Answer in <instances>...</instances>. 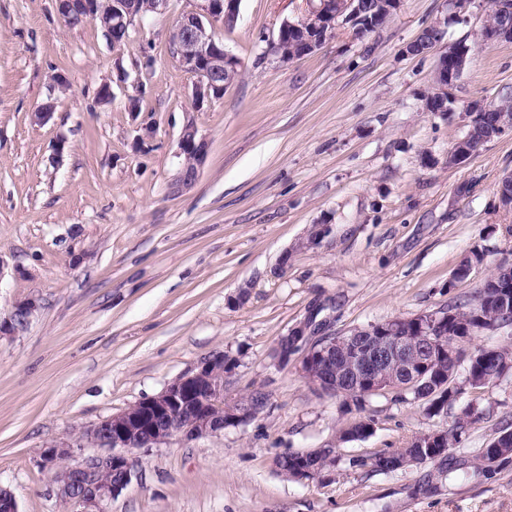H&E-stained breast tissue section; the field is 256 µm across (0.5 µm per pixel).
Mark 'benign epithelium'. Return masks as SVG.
I'll return each instance as SVG.
<instances>
[{"mask_svg":"<svg viewBox=\"0 0 512 512\" xmlns=\"http://www.w3.org/2000/svg\"><path fill=\"white\" fill-rule=\"evenodd\" d=\"M386 12L377 11V6L368 0H309L310 9L306 17L298 20L286 19L281 29L290 30L299 37L300 55L306 56L318 49L326 33L338 24H351L358 28H377L399 7L401 0H390ZM60 5L67 15L83 21H100L105 31L115 30L129 35L134 24L142 20L137 12L136 0H117L112 11L97 13L92 0H62ZM239 15V0H195L194 8L183 13L170 37L173 57L178 66L192 78V108L200 110L224 98L227 84L218 79L222 72L237 69L238 58L224 49L212 32V23L220 20L224 27L235 26ZM445 30L437 22L427 27L407 47L410 54L423 53L443 43ZM482 39L485 41H512V11L504 9L498 13L497 22L486 25ZM468 64V48L451 45L444 49L438 59L435 81L438 96L453 84ZM469 118L467 133L454 143L450 155L453 163L460 164L470 158L483 144L512 129V112H497L487 104L471 102L466 106ZM489 125L490 135L477 142L473 139L474 127ZM178 157L193 156V171H186L185 164L179 169L169 185L170 192L179 195L191 188L198 179L208 151L207 140L199 135L192 120L183 125L178 142ZM499 201L512 210V172L504 175L498 185ZM498 317L488 319L478 312L476 326L471 333L481 335L494 332L512 324V301L507 293L498 295ZM34 308L32 303L15 307L8 321L0 323V335L11 336L18 331L17 322H26ZM451 313L447 309L422 312L410 317L412 328H407L399 319L372 324L362 330L369 336L368 348L360 353L354 348L352 373L337 378L328 372L336 351V337L323 335L313 338L308 324L303 322L281 337L272 352V360L278 367L288 365L292 355L306 346L300 369L304 378L315 388L329 393H339L346 399L367 396L391 387L385 368L396 364L402 370L400 380L409 386H418L422 379L419 371L427 367L442 353L440 337L448 336V349L461 345V339L450 328ZM319 365L318 374H309V368ZM212 360L200 362L194 369L184 373L154 397L141 401L140 412L127 415L123 412L101 420L84 430L81 440L89 441L108 453L82 461L73 459V445L57 442L44 451L43 467L52 472L57 494L83 507L81 512H110V504L131 482L134 474L129 453L133 450H149L158 443L176 440H193L210 436L224 428V421L216 420L215 412L224 408V386L218 384L206 393L194 395L195 384L209 371ZM196 399L195 408L200 412L194 424L179 425L178 415L191 399ZM106 470L114 480L101 484L98 473Z\"/></svg>","mask_w":512,"mask_h":512,"instance_id":"benign-epithelium-1","label":"benign epithelium"}]
</instances>
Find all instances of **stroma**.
<instances>
[{"mask_svg": "<svg viewBox=\"0 0 512 512\" xmlns=\"http://www.w3.org/2000/svg\"><path fill=\"white\" fill-rule=\"evenodd\" d=\"M193 6L169 0L115 46L98 24L66 26L56 0H0V321L34 306L23 330L0 335V485L19 512H80L42 466L49 444L97 455L79 444L84 430L223 351L238 360L226 400L260 387L266 411L218 436L132 453L135 474L112 512H512V462L483 476L472 465L512 420V368L436 417L387 391L372 396L361 413L372 435L342 443L356 416L342 397L309 385L300 356L271 361L300 322L341 335L444 308L512 261V210L497 194L512 172V132L448 161L467 104L512 99V42L480 37L489 0H401L376 31L337 26L287 64L267 48L306 0H240L236 26L213 32L241 75L198 112L169 38ZM438 21L448 44L468 46L469 63L448 89L449 111L428 112L439 52L406 48ZM58 73L66 91L53 87ZM105 81L112 101L100 104ZM46 103L52 118L33 123ZM189 119L208 154L192 189L173 196ZM142 123L156 134L139 146ZM315 224L330 231L305 246ZM474 250L483 264L455 280ZM468 402L476 418L447 466H351L449 427ZM329 447L330 480L275 466ZM300 453L301 456L305 458L309 457L313 461L317 459V454L314 452V449ZM301 456L299 453L289 452L279 457L278 470L280 474L287 478H295L298 470L307 466V462Z\"/></svg>", "mask_w": 512, "mask_h": 512, "instance_id": "35a3bbf8", "label": "stroma"}]
</instances>
